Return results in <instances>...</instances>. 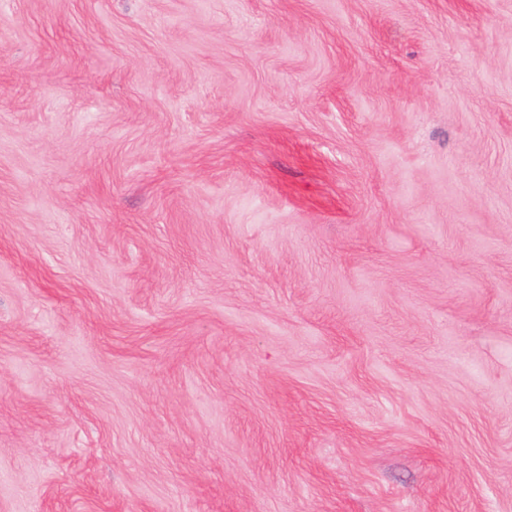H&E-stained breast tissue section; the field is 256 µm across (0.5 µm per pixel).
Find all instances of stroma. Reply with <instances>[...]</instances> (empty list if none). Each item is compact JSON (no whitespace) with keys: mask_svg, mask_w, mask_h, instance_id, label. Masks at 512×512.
Segmentation results:
<instances>
[{"mask_svg":"<svg viewBox=\"0 0 512 512\" xmlns=\"http://www.w3.org/2000/svg\"><path fill=\"white\" fill-rule=\"evenodd\" d=\"M0 512H512V0H0Z\"/></svg>","mask_w":512,"mask_h":512,"instance_id":"1","label":"stroma"}]
</instances>
